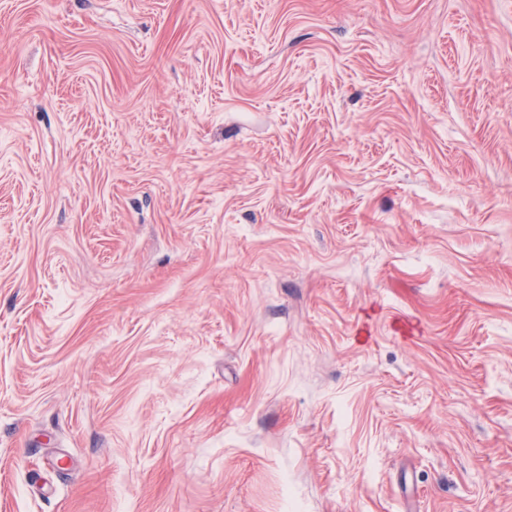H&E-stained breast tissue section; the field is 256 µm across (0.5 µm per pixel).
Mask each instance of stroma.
<instances>
[{
    "instance_id": "35a3bbf8",
    "label": "stroma",
    "mask_w": 512,
    "mask_h": 512,
    "mask_svg": "<svg viewBox=\"0 0 512 512\" xmlns=\"http://www.w3.org/2000/svg\"><path fill=\"white\" fill-rule=\"evenodd\" d=\"M0 512H512V0H0Z\"/></svg>"
}]
</instances>
